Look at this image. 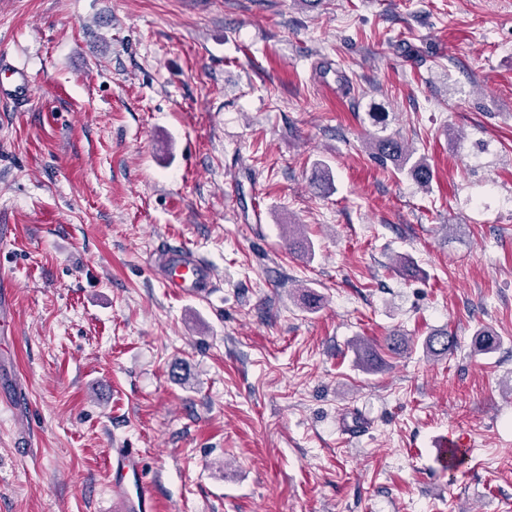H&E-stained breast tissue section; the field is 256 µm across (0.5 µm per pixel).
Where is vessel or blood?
Instances as JSON below:
<instances>
[{"label": "vessel or blood", "mask_w": 512, "mask_h": 512, "mask_svg": "<svg viewBox=\"0 0 512 512\" xmlns=\"http://www.w3.org/2000/svg\"><path fill=\"white\" fill-rule=\"evenodd\" d=\"M31 97L32 85L26 66L18 62L1 64L0 98L23 104ZM157 269L163 287L185 297L206 296L215 283L208 261L187 248L165 250ZM108 474L115 504L113 512H156L155 486L146 474L139 449H112Z\"/></svg>", "instance_id": "b4317fda"}]
</instances>
